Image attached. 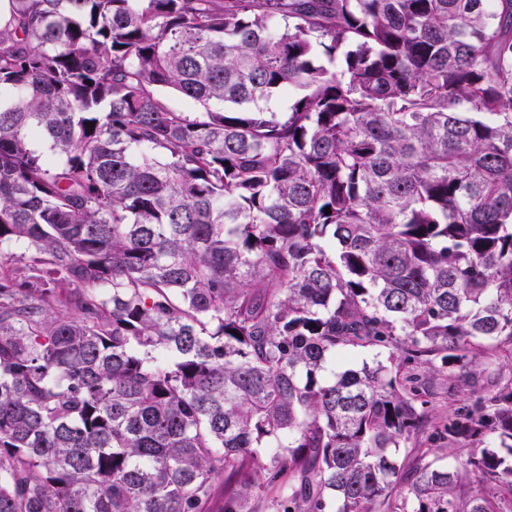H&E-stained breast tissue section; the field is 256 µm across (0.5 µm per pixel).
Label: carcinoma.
<instances>
[{
    "label": "carcinoma",
    "mask_w": 512,
    "mask_h": 512,
    "mask_svg": "<svg viewBox=\"0 0 512 512\" xmlns=\"http://www.w3.org/2000/svg\"><path fill=\"white\" fill-rule=\"evenodd\" d=\"M8 4L0 512L512 505V0ZM431 392L433 393L436 410L443 416H447L448 411H453L463 406L466 399L469 398V391L467 389L442 384L440 381L434 382Z\"/></svg>",
    "instance_id": "1"
}]
</instances>
